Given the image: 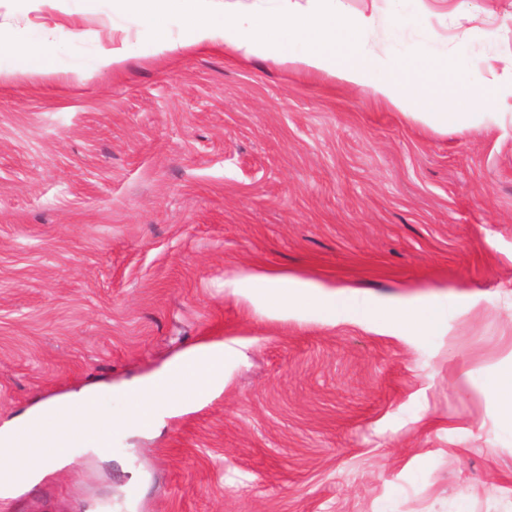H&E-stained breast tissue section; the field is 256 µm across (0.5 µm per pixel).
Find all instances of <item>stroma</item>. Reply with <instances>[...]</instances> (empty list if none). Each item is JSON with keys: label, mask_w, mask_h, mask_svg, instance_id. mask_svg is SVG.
Returning a JSON list of instances; mask_svg holds the SVG:
<instances>
[{"label": "stroma", "mask_w": 512, "mask_h": 512, "mask_svg": "<svg viewBox=\"0 0 512 512\" xmlns=\"http://www.w3.org/2000/svg\"><path fill=\"white\" fill-rule=\"evenodd\" d=\"M392 64L425 53L477 122L434 128L334 75L182 41L119 0H0V24L83 35L52 71L0 57V428L103 388L109 445L0 512H512V0H343ZM139 49L88 61L110 37ZM274 271L445 327L273 317ZM239 352L160 433L113 387L187 348ZM133 54V48L125 43L121 46L103 48L99 57V63L105 67L120 68ZM488 386L503 403L505 415L512 423V364L500 370Z\"/></svg>", "instance_id": "obj_1"}]
</instances>
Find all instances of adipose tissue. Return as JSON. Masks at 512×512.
I'll use <instances>...</instances> for the list:
<instances>
[{"instance_id":"obj_1","label":"adipose tissue","mask_w":512,"mask_h":512,"mask_svg":"<svg viewBox=\"0 0 512 512\" xmlns=\"http://www.w3.org/2000/svg\"><path fill=\"white\" fill-rule=\"evenodd\" d=\"M213 0H121L122 7L139 14L157 30L169 19L181 17L187 37L184 43L160 41L159 51L174 52L180 45L224 46L247 55L289 60L311 71H331L350 86L369 87L395 108L411 113L430 125L465 130L473 115L461 111L458 100L437 96L419 99L415 85L404 74L382 75L380 60L364 39L371 20L344 15L342 0H326L317 11H300L293 0H277L276 12L260 8L225 16L215 24ZM74 31L43 29L38 41L19 39L0 30V53H10L21 71L49 68ZM251 287L272 316L320 312L329 316L353 315L388 326L404 320L425 332L444 327L448 306L434 302L392 309L356 295L310 286L298 278L264 275ZM235 354L233 346L220 342L190 348L163 371L123 391L134 409L126 419L132 429L155 427L176 411L185 396L203 398L224 386V368ZM101 395L90 391L70 400H51L12 428L0 431V496L34 482L36 468L70 457L76 448H104Z\"/></svg>"}]
</instances>
